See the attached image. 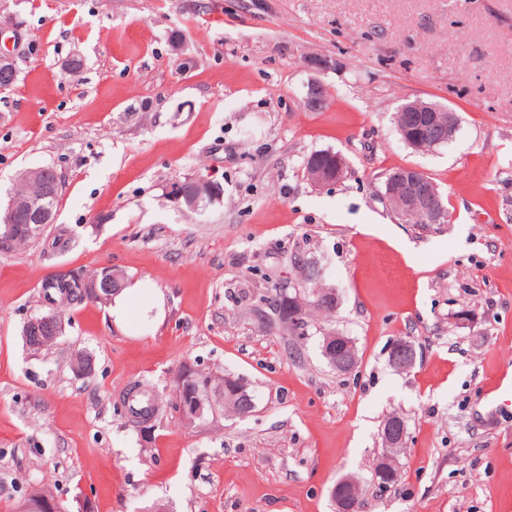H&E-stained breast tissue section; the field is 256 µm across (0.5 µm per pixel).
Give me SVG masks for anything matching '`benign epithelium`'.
Returning a JSON list of instances; mask_svg holds the SVG:
<instances>
[{"mask_svg":"<svg viewBox=\"0 0 512 512\" xmlns=\"http://www.w3.org/2000/svg\"><path fill=\"white\" fill-rule=\"evenodd\" d=\"M324 103L325 90L323 85L316 80L309 82L304 97L306 108L311 111H319ZM444 111L448 113V125L442 126L444 137L433 142L423 140L420 134L422 125L408 117L410 112L427 113L431 117V122L434 123L438 121V114ZM396 122L402 140L409 147L420 151H428L454 139L459 129V121L451 109L422 100H415L399 107ZM346 164V160L339 159L336 168L332 170L316 167L311 173V177L318 185H330L346 175ZM418 181L419 172L414 169L407 168L398 173L389 182L387 192L383 195L385 202L399 212H414L425 215L433 224H440L447 220L448 212L442 204L436 185H425L411 194L403 192L404 187L414 186ZM20 184L24 185V188L13 191L7 208L0 211V245L3 247L11 246L18 239L32 235L42 225L51 224L55 219L52 209L47 205V200L53 197L58 189V182L55 181L51 184L46 182L43 169L36 168L27 171L21 177ZM20 213L28 214L34 220V223H15V217ZM121 280L122 275L120 273L105 268L92 276L81 277L79 288L82 294L87 296L98 292V289L102 287H110L112 283ZM302 307L303 298L299 289L296 288L292 296L288 297V308H286L284 314L288 315V327L297 334L304 333L298 322V315L301 313ZM338 343L343 344L345 351H347L343 360L334 357V348ZM324 354L331 359V363L335 364L337 369L342 371H348L356 364L355 346L352 341L343 336L331 334L325 337ZM389 360L395 369L408 371L415 365L416 348L407 342H397L390 348ZM178 384L183 394L182 401L179 402L182 420L185 424L192 425L196 419L203 415L201 394L209 388V382L191 369L180 373ZM224 389L230 396L248 401L252 400L248 383L240 378H224ZM385 436L386 445L391 448V452L384 455L379 477L387 482L397 474V462L392 449L403 446L406 437L405 424L400 417L393 415L388 419ZM350 484L351 479L346 478L338 482L332 490L338 512H355L356 510L354 499L344 493L345 488Z\"/></svg>","mask_w":512,"mask_h":512,"instance_id":"1","label":"benign epithelium"}]
</instances>
